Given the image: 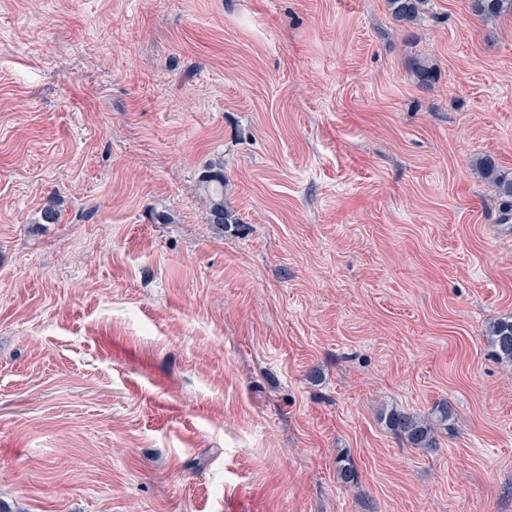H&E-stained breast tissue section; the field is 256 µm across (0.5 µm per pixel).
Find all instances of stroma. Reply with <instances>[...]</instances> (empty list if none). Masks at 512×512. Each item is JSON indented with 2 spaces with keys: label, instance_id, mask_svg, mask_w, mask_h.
<instances>
[{
  "label": "stroma",
  "instance_id": "obj_1",
  "mask_svg": "<svg viewBox=\"0 0 512 512\" xmlns=\"http://www.w3.org/2000/svg\"><path fill=\"white\" fill-rule=\"evenodd\" d=\"M485 157L512 14L470 0H0V502L512 512ZM442 403L435 448L381 418ZM472 11L484 21H496L512 13V0H471ZM201 178V184L204 188L207 198L209 223L222 226L234 224L232 215L224 207V165L218 163L215 168H211Z\"/></svg>",
  "mask_w": 512,
  "mask_h": 512
}]
</instances>
